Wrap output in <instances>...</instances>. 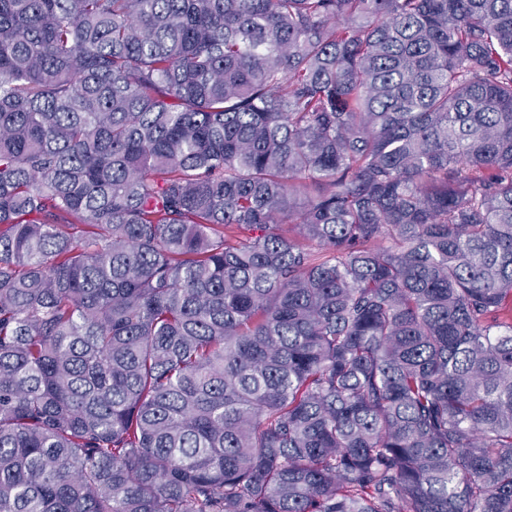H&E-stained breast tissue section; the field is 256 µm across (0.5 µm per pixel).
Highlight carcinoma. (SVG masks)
I'll list each match as a JSON object with an SVG mask.
<instances>
[{
    "label": "carcinoma",
    "instance_id": "1",
    "mask_svg": "<svg viewBox=\"0 0 512 512\" xmlns=\"http://www.w3.org/2000/svg\"><path fill=\"white\" fill-rule=\"evenodd\" d=\"M0 512H512V0H0Z\"/></svg>",
    "mask_w": 512,
    "mask_h": 512
}]
</instances>
